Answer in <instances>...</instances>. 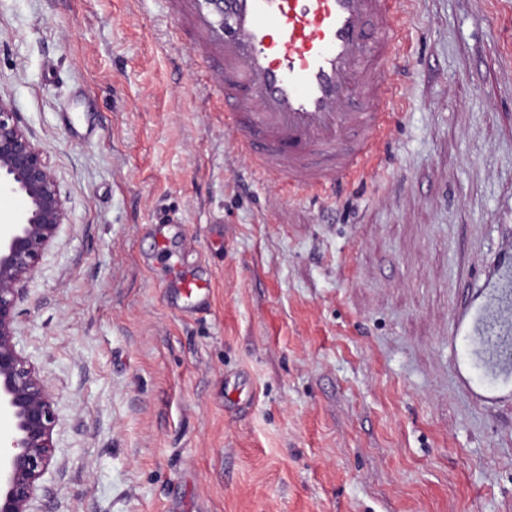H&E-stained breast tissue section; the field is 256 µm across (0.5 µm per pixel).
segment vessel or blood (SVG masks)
<instances>
[{"instance_id":"1","label":"vessel or blood","mask_w":512,"mask_h":512,"mask_svg":"<svg viewBox=\"0 0 512 512\" xmlns=\"http://www.w3.org/2000/svg\"><path fill=\"white\" fill-rule=\"evenodd\" d=\"M194 17L195 49L223 62L216 88L224 125L260 178L318 196L369 173L386 114L375 105L396 26L410 0H169ZM355 132L341 144L340 131ZM460 379L484 402L512 389V349L484 352L488 336L512 335V241L497 273L461 308Z\"/></svg>"}]
</instances>
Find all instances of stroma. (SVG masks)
<instances>
[{"instance_id": "35a3bbf8", "label": "stroma", "mask_w": 512, "mask_h": 512, "mask_svg": "<svg viewBox=\"0 0 512 512\" xmlns=\"http://www.w3.org/2000/svg\"><path fill=\"white\" fill-rule=\"evenodd\" d=\"M397 34L379 165L317 199L252 173L165 0H0L67 209L18 304L56 413L34 512H512V399L451 334L512 238V0Z\"/></svg>"}]
</instances>
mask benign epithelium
<instances>
[{"label":"benign epithelium","mask_w":512,"mask_h":512,"mask_svg":"<svg viewBox=\"0 0 512 512\" xmlns=\"http://www.w3.org/2000/svg\"><path fill=\"white\" fill-rule=\"evenodd\" d=\"M24 208L0 229V412L13 433L0 447V512H30L52 454L53 400L14 341L22 284L33 278L42 253L66 219L51 164L0 93V194Z\"/></svg>","instance_id":"1"}]
</instances>
